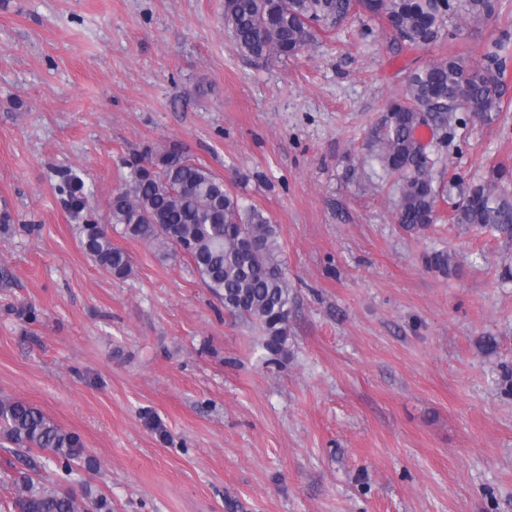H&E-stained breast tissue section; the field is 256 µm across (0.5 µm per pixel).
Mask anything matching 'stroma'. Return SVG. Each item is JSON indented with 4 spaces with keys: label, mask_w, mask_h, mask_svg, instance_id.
<instances>
[{
    "label": "stroma",
    "mask_w": 512,
    "mask_h": 512,
    "mask_svg": "<svg viewBox=\"0 0 512 512\" xmlns=\"http://www.w3.org/2000/svg\"><path fill=\"white\" fill-rule=\"evenodd\" d=\"M498 17L424 49L383 18L318 35L295 58L239 56L224 0H0V396L76 435L63 491L111 512H512V239L395 219L400 181L376 134L408 74L481 60ZM509 91L433 176L512 171ZM191 154L278 224L295 303L287 358L234 319L182 259L113 235L101 270L78 225L103 220L123 159ZM82 179L89 210L61 194ZM448 251L450 273L425 265Z\"/></svg>",
    "instance_id": "obj_1"
}]
</instances>
